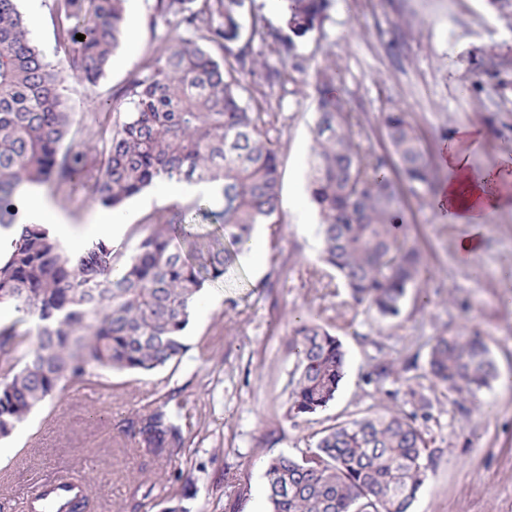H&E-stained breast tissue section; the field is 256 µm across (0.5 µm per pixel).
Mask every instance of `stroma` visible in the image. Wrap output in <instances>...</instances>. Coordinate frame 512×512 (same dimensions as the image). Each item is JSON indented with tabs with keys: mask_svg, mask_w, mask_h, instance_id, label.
<instances>
[{
	"mask_svg": "<svg viewBox=\"0 0 512 512\" xmlns=\"http://www.w3.org/2000/svg\"><path fill=\"white\" fill-rule=\"evenodd\" d=\"M53 0H21L36 14L32 36L58 60L51 19ZM141 39L120 47L103 78L88 88L69 80L76 104L77 141L97 140L105 113L119 91L152 53L173 40L151 27L154 0H134ZM336 69L335 92L356 116L354 137L363 151L386 155L384 112L405 109L430 155H438L456 127L482 132L468 150L471 167L497 166L512 149V19L489 0H335L323 26L299 46L295 67L270 99L278 112L282 146V194H305L317 106L315 72ZM52 204L76 227L96 212L82 187H46ZM410 239L429 270L427 305L408 293L400 315L380 319L355 304L335 273L319 260L316 226L287 208L273 230L288 271L255 275L246 261L238 278L209 284V304L187 328L188 350L178 365L151 374L98 372V401L85 404L66 390L62 401L36 409L0 440V512H15L31 477L44 479L94 472L90 512H124L137 491L164 485L182 491L191 475L194 512H222L237 500L241 512H267L263 459L269 453L301 455L314 447L322 427L403 405L408 388L428 391L424 377L434 336L464 328L488 345L500 378L481 396L479 410L464 414L447 402L434 404L423 427L439 450L437 465L412 512H512V209L491 214L482 248L471 261L457 254L466 224L443 220L428 198L406 194ZM311 314L342 342L347 376L333 404L312 421L292 426L285 417L293 358L289 318ZM412 361L404 380L377 391L367 374L382 357ZM187 403L185 446L158 457L124 439L119 429L170 390ZM245 499H238V492Z\"/></svg>",
	"mask_w": 512,
	"mask_h": 512,
	"instance_id": "obj_1",
	"label": "stroma"
}]
</instances>
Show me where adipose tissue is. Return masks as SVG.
Listing matches in <instances>:
<instances>
[{"label": "adipose tissue", "mask_w": 512, "mask_h": 512, "mask_svg": "<svg viewBox=\"0 0 512 512\" xmlns=\"http://www.w3.org/2000/svg\"><path fill=\"white\" fill-rule=\"evenodd\" d=\"M481 132L477 126H460L438 163L447 169L448 179L438 187L434 204L442 213H451L459 224L478 227L495 212L512 209V166L502 165L483 170L469 166L464 149L477 143ZM26 221L48 228L52 237L72 240L74 231L47 197L31 190L25 200Z\"/></svg>", "instance_id": "ef3b65f1"}]
</instances>
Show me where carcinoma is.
Masks as SVG:
<instances>
[{
    "label": "carcinoma",
    "mask_w": 512,
    "mask_h": 512,
    "mask_svg": "<svg viewBox=\"0 0 512 512\" xmlns=\"http://www.w3.org/2000/svg\"><path fill=\"white\" fill-rule=\"evenodd\" d=\"M127 0H53L59 63L32 37L17 0H0V228L22 225L0 259V305L20 317L0 326V438L65 390L92 383L93 370L152 373L181 361L193 306L208 280L223 277L249 249L257 224H277L282 172L270 136L279 113L250 106L243 94L288 77V58L321 27L333 0H283L288 33L258 11L244 25L246 0H155L151 24L191 33L147 58L123 88L129 111L103 120V147L69 143L76 106L63 94L72 77L93 87L124 37ZM84 35L79 41L76 35ZM204 43H199V40ZM224 49L216 58L207 44ZM267 59L258 62V57ZM335 72L316 70L317 116L309 199L322 241L320 259L351 298L378 317L399 316L410 289L427 287L420 250L398 235L402 186L427 194L436 176L402 109L383 114L397 176L384 158L353 139V116L331 89ZM163 178L208 183L199 194L147 220L125 253L98 238L72 256L39 224L23 223V192L84 181L90 199L121 209ZM216 224L220 236L198 232ZM286 418L309 422L336 401L346 375L341 341L310 316L292 319ZM410 365L380 360L368 378L381 390ZM499 377L484 341L461 330L434 338L424 378L435 394L469 412ZM413 410L386 407L314 434L297 457L263 461L269 512H411L439 449L418 418L432 401L408 390ZM186 403L170 393L120 432L157 455L185 446ZM193 481L181 497H161L162 512H189Z\"/></svg>",
    "instance_id": "obj_1"
}]
</instances>
